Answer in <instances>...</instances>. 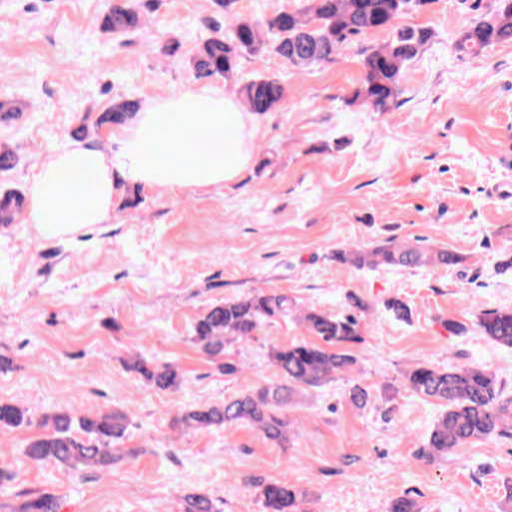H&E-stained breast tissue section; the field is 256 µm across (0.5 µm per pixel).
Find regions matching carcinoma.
<instances>
[{
    "instance_id": "cac0c4a2",
    "label": "carcinoma",
    "mask_w": 512,
    "mask_h": 512,
    "mask_svg": "<svg viewBox=\"0 0 512 512\" xmlns=\"http://www.w3.org/2000/svg\"><path fill=\"white\" fill-rule=\"evenodd\" d=\"M150 0H111L104 28L115 35L139 31L145 22L144 8ZM306 6L282 10L265 20L245 19L233 10L235 0H217L224 9L227 31L213 34L190 58L191 69L199 80L226 78L237 71L239 59L260 58L268 49L294 67H307L335 61L348 44L372 30L390 29L391 38L383 45L364 49L363 77L349 103L358 102L373 112H392L398 107L401 81L407 64L430 40L424 28H397V17L418 8L428 0H304ZM512 42V0H497L495 8L482 20L460 32L454 49L461 57L476 56L488 47ZM247 111L257 115L283 105L287 89L274 77L260 75L239 87ZM139 108V101L126 97L112 99L94 120L82 118L79 134H98L104 126H121ZM24 108L13 100L0 98V122L17 119ZM23 195L8 191L0 195V224H12L23 207ZM336 262L354 268L365 267H448L465 261L461 253L446 247L421 248L388 241L367 247L355 244L336 249ZM296 315L305 330L321 340L316 344L295 341L274 345L268 357L276 369V379L257 390L244 392L217 405H191L176 419L186 428L207 430L226 423L244 422L266 440L281 445L288 440L286 409L296 391L317 388L351 375L357 358L348 346L360 341L359 319L352 314H331L308 307L291 311L285 294L255 292L215 303L193 326L192 341L218 361L228 376L240 365L226 357L225 345L246 342L266 323L288 314ZM478 333L498 346L512 349V307L482 311L476 320ZM126 367L140 374L156 390L177 391L183 378L169 363L139 355ZM403 385L414 394L441 406L433 429L422 448L427 458L446 456L468 443L491 437H512V397L504 395L496 375L474 363L448 369L418 362L403 374ZM348 401L356 408L367 407L372 399L368 387L350 382ZM31 424L27 409L0 399V428L18 429ZM128 414L113 410L99 414H78L64 410L41 421L43 431L26 444L28 459L41 464L52 462L68 469L92 467L102 473L112 465V444L125 437ZM260 488L267 512H306L308 490L283 477L278 481L254 482ZM184 512H217L214 501L204 494L183 497ZM58 503L50 495L26 501L21 512H57Z\"/></svg>"
}]
</instances>
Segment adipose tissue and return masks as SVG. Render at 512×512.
I'll use <instances>...</instances> for the list:
<instances>
[{
    "mask_svg": "<svg viewBox=\"0 0 512 512\" xmlns=\"http://www.w3.org/2000/svg\"><path fill=\"white\" fill-rule=\"evenodd\" d=\"M255 128V114L212 88L151 98L108 143L74 142L47 158L28 195L26 221L59 232L106 223L124 181L193 192L232 184L251 163Z\"/></svg>",
    "mask_w": 512,
    "mask_h": 512,
    "instance_id": "adipose-tissue-1",
    "label": "adipose tissue"
}]
</instances>
